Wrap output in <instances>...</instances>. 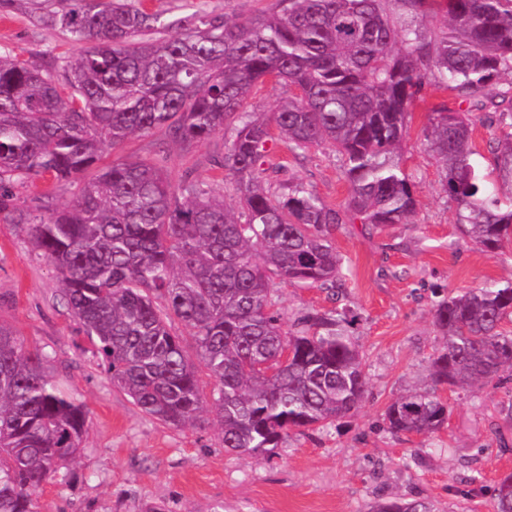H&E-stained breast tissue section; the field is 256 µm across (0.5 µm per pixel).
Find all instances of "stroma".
Masks as SVG:
<instances>
[{"label":"stroma","instance_id":"obj_1","mask_svg":"<svg viewBox=\"0 0 512 512\" xmlns=\"http://www.w3.org/2000/svg\"><path fill=\"white\" fill-rule=\"evenodd\" d=\"M0 48L34 63L46 51L65 58L80 51L21 12L0 17ZM444 106L455 110L459 101L429 85L410 107L402 143L417 199L410 223L383 232L356 219L338 225L333 239L348 267L343 286L333 293L279 289L288 325L310 310H351L356 320L350 331L368 385L354 413L315 431L291 433L270 459L225 452L211 413L179 429L134 406L99 367L62 298L56 270L34 247L26 225L0 217V323L27 350L47 354L52 381L88 413L82 446L65 476L37 494L40 512H144L155 504L163 512H370L375 502L394 498L429 501L438 512H494L497 483L512 473V419L499 411L512 380L477 393L442 389L451 412L429 435L397 436L384 421L397 397L430 383L428 359L443 344L431 313L436 294L512 282V245L489 253L459 238L458 208L441 189V170L426 141L431 113ZM472 118L471 161L480 175L497 181V142L487 113L476 110ZM158 151L168 156L173 183L192 174L234 204L236 193L223 186L224 172L215 164L224 153L219 136L189 151L160 132L135 136L106 149L100 163ZM264 168L270 190L300 181L328 207H346L343 162L331 145L295 154L284 139L273 137ZM95 175L88 170L62 192L54 191L51 177L35 178L16 188L15 201L22 207L47 201L61 208Z\"/></svg>","mask_w":512,"mask_h":512}]
</instances>
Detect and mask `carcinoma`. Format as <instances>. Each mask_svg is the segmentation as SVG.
Listing matches in <instances>:
<instances>
[{
	"instance_id": "obj_1",
	"label": "carcinoma",
	"mask_w": 512,
	"mask_h": 512,
	"mask_svg": "<svg viewBox=\"0 0 512 512\" xmlns=\"http://www.w3.org/2000/svg\"><path fill=\"white\" fill-rule=\"evenodd\" d=\"M142 0H0L84 46L73 60L36 64L0 52V214L28 226L60 275L63 297L99 366L143 413L176 428L210 408L228 451L270 458L288 437L334 423L361 404L362 357L346 313L309 311L284 328L276 283L332 290L345 277L332 231L348 217L374 229L416 209L399 146L410 105L428 84L493 109L505 134L495 156L512 186V0H279L231 21L186 0L181 13ZM443 13L442 29L424 32ZM508 76L506 91H492ZM267 80L290 95L270 117L243 104ZM427 146L458 206L462 236L488 251L512 240V195L484 184L470 157L471 113L429 119ZM277 130L293 152L323 143L342 155L347 211L301 182L262 185ZM161 130L187 149L224 136L216 165L237 206L190 177L173 186L166 157L118 159L72 204H15L13 189L49 174L62 190L103 150ZM443 346L431 385L386 409L394 434H428L448 420L439 387H482L512 371V283L450 293L432 308ZM191 332L187 357L172 319ZM288 362H282L283 355ZM44 356L0 324V512H35V496L80 449L87 412L48 377ZM215 380L210 400L198 368ZM372 512H435L425 501Z\"/></svg>"
}]
</instances>
